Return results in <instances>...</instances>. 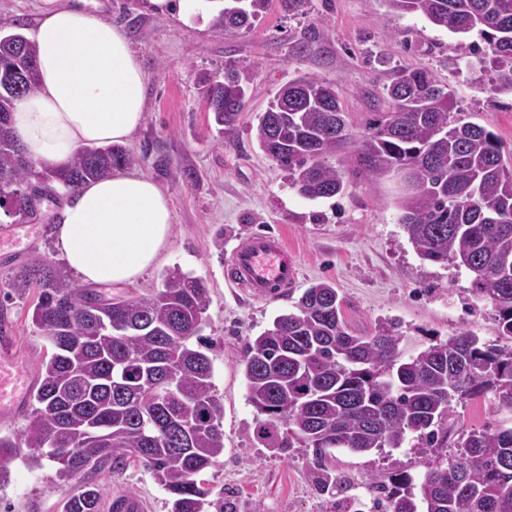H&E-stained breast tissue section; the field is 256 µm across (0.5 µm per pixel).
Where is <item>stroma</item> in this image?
I'll list each match as a JSON object with an SVG mask.
<instances>
[{"label": "stroma", "instance_id": "stroma-1", "mask_svg": "<svg viewBox=\"0 0 512 512\" xmlns=\"http://www.w3.org/2000/svg\"><path fill=\"white\" fill-rule=\"evenodd\" d=\"M88 7L130 38L146 72L144 120L127 148L134 169L157 181L173 211L169 243L158 261L131 286L106 287L112 298H138L161 288L167 271L203 279L209 289L207 354L212 386L224 406V454L202 471L206 512H338L325 484L339 483L347 497L362 484L387 482L401 474L421 480L419 449H384L355 454L333 449L316 461L312 449L279 453L258 442V417L248 398L242 364L246 341L274 318L293 309L313 282L336 286L350 332L372 334L382 322L398 325L401 348L422 350L435 336L468 331L487 343L498 338L494 304L473 293L469 273L455 263L423 260L399 222L400 192L394 180H369L343 155L331 165L346 168L349 187L340 196L309 200L289 186L285 172L258 147L254 127L274 94L306 74L336 87L352 132H364L387 102L382 96L393 70L424 68L449 84L460 116L492 131L512 166V95L488 90V77L459 58V37L417 14L392 13L385 0H310L305 13H285L278 0L248 30H224L212 10L183 21L157 15L145 0H86ZM306 41L304 52L295 45ZM249 66L253 88L237 129L220 135L196 86L199 73L223 71L225 63ZM64 195L44 199L36 218L0 212V294L14 273L31 260L57 259L45 227L59 224ZM256 232L281 234L299 266L291 292L251 297L225 278L226 257ZM36 290L14 294L8 316L15 329L21 372L37 373L53 349L33 325ZM512 423L498 410L494 392L457 399L441 428L443 448H454L464 429H493ZM87 481L102 490L99 510L111 499L132 496L147 512H169L168 496L149 470H93ZM69 485L52 463L32 468L16 460L0 483V512H62Z\"/></svg>", "mask_w": 512, "mask_h": 512}]
</instances>
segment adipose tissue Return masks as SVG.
I'll return each instance as SVG.
<instances>
[{"label":"adipose tissue","instance_id":"adipose-tissue-1","mask_svg":"<svg viewBox=\"0 0 512 512\" xmlns=\"http://www.w3.org/2000/svg\"><path fill=\"white\" fill-rule=\"evenodd\" d=\"M30 38L39 89L17 101L13 130L39 169L66 167L81 148L129 142L144 119L145 72L128 38L99 12L45 0ZM172 224L166 191L135 172L71 195L54 246L83 282L131 285L165 249Z\"/></svg>","mask_w":512,"mask_h":512}]
</instances>
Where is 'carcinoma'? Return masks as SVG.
<instances>
[{
	"mask_svg": "<svg viewBox=\"0 0 512 512\" xmlns=\"http://www.w3.org/2000/svg\"><path fill=\"white\" fill-rule=\"evenodd\" d=\"M217 2L218 26L248 29L271 0H246L242 12L239 0ZM384 2L454 34L478 31L490 50L476 62L491 74L489 91L512 94V0ZM15 28L0 18V210L33 216L45 190L71 193L138 158L120 145L87 147L62 171L36 170L12 131L15 102L38 85L35 48ZM252 82V69L226 65L224 75L197 85L205 99L242 107ZM386 96L388 110L356 135L333 83L304 74L269 102L255 139L310 200L347 190L346 171L327 162L336 154L370 180L404 172L399 223L415 251L465 268L473 292L495 304L500 337L512 342V166L501 142L455 118L454 93L427 69L394 71ZM240 115L213 113L218 132L234 131ZM9 287L37 289L31 319L53 354L42 365L26 431L18 440L0 436V477L25 448L29 464L47 460L66 482L59 457L67 448L69 466L82 470L120 471L139 461L168 494L169 512H203L207 491L196 475L224 454L223 407L203 351L204 282L170 272L148 297L102 302L66 265L38 257ZM342 307L336 288L315 283L294 310L246 342L244 375L266 447L311 448L321 459L333 448L367 453L415 440L425 452L438 444L437 427L457 397L493 391L498 407L512 412V345H487L462 331L408 355L395 323L357 336ZM382 489L389 512H512V427L464 431L446 462L428 464L417 492L406 476ZM101 495L80 485L67 493L63 512H98Z\"/></svg>",
	"mask_w": 512,
	"mask_h": 512,
	"instance_id": "1",
	"label": "carcinoma"
}]
</instances>
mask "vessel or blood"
Instances as JSON below:
<instances>
[{"label":"vessel or blood","instance_id":"1","mask_svg":"<svg viewBox=\"0 0 512 512\" xmlns=\"http://www.w3.org/2000/svg\"><path fill=\"white\" fill-rule=\"evenodd\" d=\"M295 278L294 258L279 235L255 234L232 253L231 281L254 296L284 291L293 286ZM13 342L11 323H0V417L4 419L25 415L31 391L30 378L15 370Z\"/></svg>","mask_w":512,"mask_h":512}]
</instances>
